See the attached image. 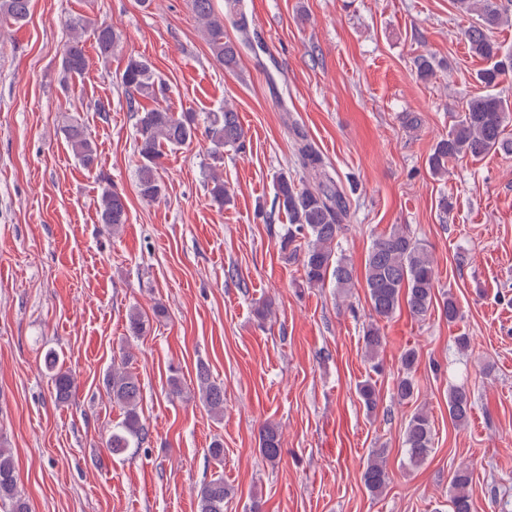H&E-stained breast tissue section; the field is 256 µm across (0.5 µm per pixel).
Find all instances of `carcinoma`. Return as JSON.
I'll return each mask as SVG.
<instances>
[{"mask_svg":"<svg viewBox=\"0 0 512 512\" xmlns=\"http://www.w3.org/2000/svg\"><path fill=\"white\" fill-rule=\"evenodd\" d=\"M192 9L201 25L202 33L216 61L232 71L238 65L237 45L224 34V18L216 15L212 0H191ZM457 11L472 16L475 22L463 31L470 52L487 61L488 66L477 74L486 92L472 97L458 121L433 145L427 163L432 175L442 177L448 173V162L468 156L479 157L489 153L512 154V138L506 128L512 122V101L496 92L503 77L512 74V47H505L493 38L500 27L512 22V0H454ZM31 0H0V23L18 24L27 19ZM229 14L237 31L248 32V20L239 0L229 3ZM72 36L63 46L61 69L65 76H81L87 66L82 34L92 32L101 61L106 63L112 53L121 47V36L112 26L96 23L84 16L69 19ZM121 84L128 94L129 107L134 112L135 142L139 157L137 188L139 195L150 202L160 198L163 184L158 175L162 150L178 149L203 136L209 143L212 159H224V149H244L246 132L238 113L221 108L208 113L204 124L196 114H177L160 104L165 94L164 84L157 80L151 65L142 57L127 58L121 74ZM64 134L79 164L86 170L98 168L96 146L83 124L76 120L64 127ZM292 147L298 165L307 174V180L295 183L285 173L276 181V200L279 211L288 218V230L281 248L302 240V267L304 281L310 286H323L331 280L338 293L346 295L354 287L353 268L347 258L337 251V239L349 216V202L330 171L322 154L298 128H292ZM103 183L98 200V220L109 231L116 232L127 223L125 196L112 188V182L99 173ZM210 199L219 207L230 201L224 180L210 176ZM365 288L375 320L363 326V348L373 368H379L378 358L385 345L378 321L388 319L406 305L411 315L424 318L433 307L436 273L427 245L401 226L372 238L365 260ZM128 329L133 336H143L149 329V320L136 309L128 314ZM417 352L409 348L399 357L400 372L394 393L404 402L414 395V372ZM46 370L50 372L55 398L68 399L73 388L71 373L58 365L55 355H48ZM106 393L112 404L122 411V420L112 427L107 447L114 455L145 440L148 430L139 408L142 397L138 377L129 370V358L122 357L112 365L104 380ZM197 386L203 404L216 415L224 413V386L212 379L207 367L197 371ZM358 396L371 414L378 407L376 387L366 379L357 386ZM472 402L463 386L448 390V414L458 426L467 422ZM403 443L410 463H423L434 448V429L429 414L418 409L413 412L404 429ZM258 447L262 457L270 464L280 459L279 429L266 424L261 428ZM363 480L369 493L378 495L389 481L384 452L372 451L367 461ZM472 472L469 468L455 470L449 479L452 512H471ZM230 490L221 475L206 482L197 493V512H224V499ZM0 507L6 512H29L28 504L18 488L17 473L7 449L0 448Z\"/></svg>","mask_w":512,"mask_h":512,"instance_id":"obj_1","label":"carcinoma"}]
</instances>
